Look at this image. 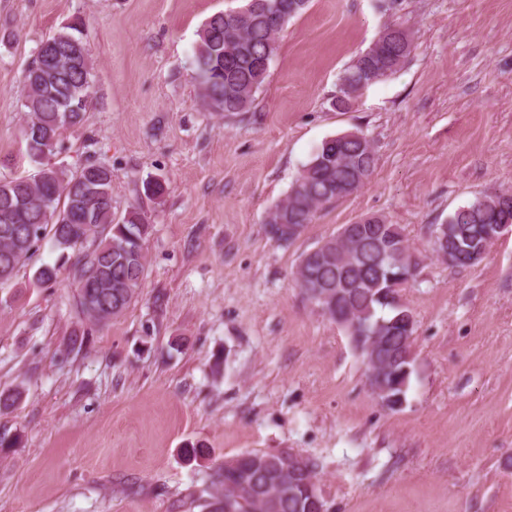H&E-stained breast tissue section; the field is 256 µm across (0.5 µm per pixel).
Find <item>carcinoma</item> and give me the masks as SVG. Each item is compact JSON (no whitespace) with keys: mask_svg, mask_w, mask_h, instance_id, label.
<instances>
[{"mask_svg":"<svg viewBox=\"0 0 512 512\" xmlns=\"http://www.w3.org/2000/svg\"><path fill=\"white\" fill-rule=\"evenodd\" d=\"M310 0H268L272 8L238 17L233 11L211 15L202 25L192 60L200 97L214 112H245L264 84L276 55L278 35L301 15ZM414 49L411 33L386 26L372 45L341 72L333 106L347 110L367 87L398 72ZM93 61L82 42L79 25L68 24L39 44L24 71L22 105L26 114L23 136L27 155L40 164L29 178L0 180V287L13 282L19 269L50 243L57 260L40 265L33 279L54 285L64 279L74 284H101L91 298L74 296L80 314L93 326L121 316L139 295L148 263L145 249L153 227L144 212L130 208L123 216L112 212V169L87 162L77 169L50 162L63 134L79 126L92 102ZM363 132L342 133L325 139L292 183L285 198L266 216L268 224L311 223L323 205L341 199L347 188L370 180L375 150L361 138ZM377 230L365 232L348 246L329 247L330 257L302 258L294 280L302 293L312 288L340 289L339 313L380 325L376 358L415 356V330L393 325L398 311L376 295L392 287L373 274L380 268L397 275L409 273L408 259L383 258V243L403 245L407 237L398 224L371 214L361 217ZM452 242L463 244L493 224H512V197L506 193L475 197L448 216ZM224 467L213 474L209 498L235 501L234 512H268L262 491L265 475L254 471L249 480L259 488L246 504L236 502L240 490L227 484ZM302 491L281 492L274 512H307Z\"/></svg>","mask_w":512,"mask_h":512,"instance_id":"cac0c4a2","label":"carcinoma"}]
</instances>
